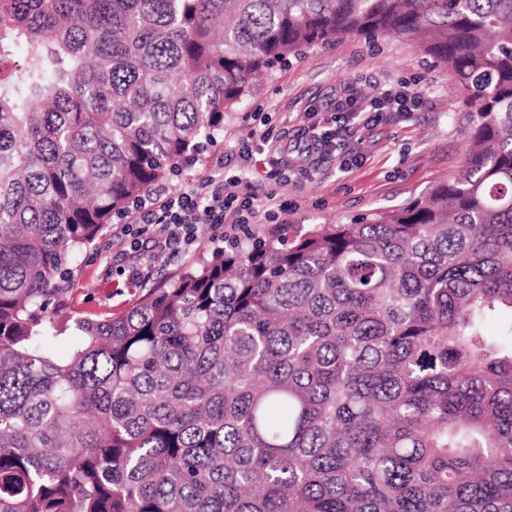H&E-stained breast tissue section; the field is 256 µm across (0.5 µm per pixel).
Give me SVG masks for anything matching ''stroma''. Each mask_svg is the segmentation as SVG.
Masks as SVG:
<instances>
[{"label":"stroma","mask_w":512,"mask_h":512,"mask_svg":"<svg viewBox=\"0 0 512 512\" xmlns=\"http://www.w3.org/2000/svg\"><path fill=\"white\" fill-rule=\"evenodd\" d=\"M418 92L409 112L373 115L372 100L382 87ZM356 113L345 136L346 155L329 154L307 166L294 134L300 126L333 127L336 102ZM469 112L448 67L403 37L369 44L344 37L294 60L261 84L245 107L228 113L214 148L250 142L248 160L233 162L226 175L253 192L275 190L286 205L289 224H345L351 219L405 205L451 181L467 157ZM283 146L268 152L261 134ZM113 222L96 246L84 251L66 305L75 315L103 319L124 312L137 298L123 272L128 257L114 256L108 244L120 229Z\"/></svg>","instance_id":"obj_1"}]
</instances>
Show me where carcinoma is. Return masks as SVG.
<instances>
[{"instance_id":"obj_1","label":"carcinoma","mask_w":512,"mask_h":512,"mask_svg":"<svg viewBox=\"0 0 512 512\" xmlns=\"http://www.w3.org/2000/svg\"><path fill=\"white\" fill-rule=\"evenodd\" d=\"M388 35L457 78V178L68 311L81 252L259 79ZM504 306L512 0H0V512H512Z\"/></svg>"}]
</instances>
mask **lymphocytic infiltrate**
I'll use <instances>...</instances> for the list:
<instances>
[{
  "label": "lymphocytic infiltrate",
  "instance_id": "1",
  "mask_svg": "<svg viewBox=\"0 0 512 512\" xmlns=\"http://www.w3.org/2000/svg\"><path fill=\"white\" fill-rule=\"evenodd\" d=\"M249 155L245 146L219 153L212 159L210 176L175 192L152 190L138 202L137 222L123 225L112 239L119 254L131 253L136 258L128 270L132 282L148 284L158 267L189 251L202 231L220 238L228 224L278 222L280 213L272 206L275 193H267L265 201H257L244 193L241 179L224 174L232 161Z\"/></svg>",
  "mask_w": 512,
  "mask_h": 512
}]
</instances>
